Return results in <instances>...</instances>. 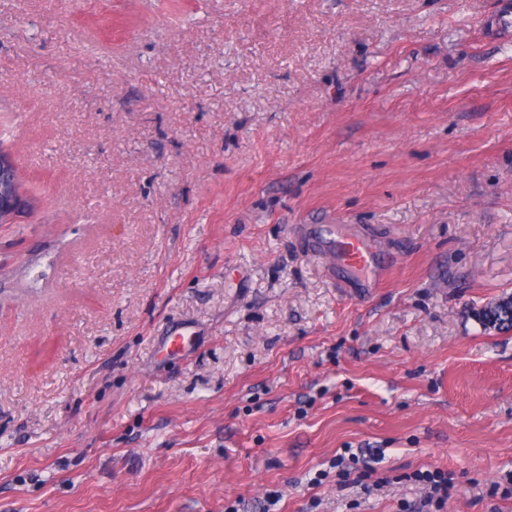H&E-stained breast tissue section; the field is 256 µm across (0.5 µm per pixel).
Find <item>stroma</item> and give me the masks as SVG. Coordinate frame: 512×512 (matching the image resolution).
Masks as SVG:
<instances>
[{
    "label": "stroma",
    "mask_w": 512,
    "mask_h": 512,
    "mask_svg": "<svg viewBox=\"0 0 512 512\" xmlns=\"http://www.w3.org/2000/svg\"><path fill=\"white\" fill-rule=\"evenodd\" d=\"M509 14L0 0V512H512ZM18 168L12 157L0 153V224L14 223L15 216L27 206L17 190ZM336 251L355 268L364 269L373 266L374 257L371 248L362 241H338ZM478 321L487 327L492 323L498 330H508L512 328V303H506L505 306H498L495 309L484 310L476 314ZM405 478L409 481L417 482L426 488L427 494L421 504L422 508L434 506L439 509L445 503V500L448 499V486L452 480L448 475V471L440 469L420 470L405 476Z\"/></svg>",
    "instance_id": "obj_1"
}]
</instances>
